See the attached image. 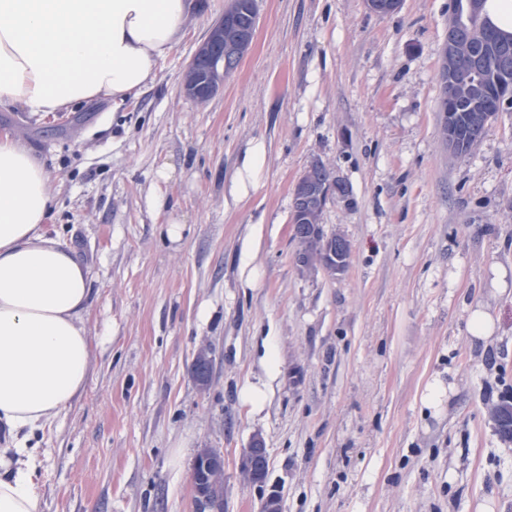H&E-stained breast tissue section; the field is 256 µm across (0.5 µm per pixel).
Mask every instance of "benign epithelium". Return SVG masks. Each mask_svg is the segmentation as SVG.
<instances>
[{"label": "benign epithelium", "mask_w": 512, "mask_h": 512, "mask_svg": "<svg viewBox=\"0 0 512 512\" xmlns=\"http://www.w3.org/2000/svg\"><path fill=\"white\" fill-rule=\"evenodd\" d=\"M401 3L402 0H366V7L372 12L389 14L398 10ZM232 21L230 12H224V18L212 25L207 37L197 49L194 60L184 70L181 90L185 97L198 103H205L224 89L227 56L211 54V46L216 42L224 41V24H230ZM204 57L209 58L206 73L196 65V59ZM439 75L443 83L453 86L456 99L472 101L473 111L481 113L482 120L485 122L492 118V113L499 111L504 103L512 102L511 84L497 87L494 106L487 108L479 104L482 88L472 80L467 46L454 40L444 42L441 48ZM439 109L444 140L451 146L453 145L454 114L446 101L440 103ZM321 166L322 163L319 161L312 163L296 184V188L299 189L300 205L293 209L292 222L294 223L313 220L322 206L324 189L317 186L315 180V170ZM265 460V448L259 441H254L251 447L245 450L241 461L242 473L248 481L261 480L264 474L261 463ZM200 464L209 468L210 486L193 485L198 510L199 512H221L224 494L223 461L216 456L215 450L201 448L194 462L196 466Z\"/></svg>", "instance_id": "benign-epithelium-1"}]
</instances>
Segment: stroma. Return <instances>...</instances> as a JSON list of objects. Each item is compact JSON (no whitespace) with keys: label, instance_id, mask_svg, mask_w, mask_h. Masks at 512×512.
<instances>
[{"label":"stroma","instance_id":"1","mask_svg":"<svg viewBox=\"0 0 512 512\" xmlns=\"http://www.w3.org/2000/svg\"><path fill=\"white\" fill-rule=\"evenodd\" d=\"M136 100L0 109L55 178L51 236L87 267V385L38 451L41 512H195L199 449L224 457V512H512V106L459 155L443 139L452 0H258L224 89L181 78L231 0H199ZM345 183L321 228L343 271L301 263L291 222L313 162ZM495 319L493 345L467 330ZM207 348L212 381L194 356ZM442 380L437 406L428 389ZM261 386L259 407L243 391ZM261 440L264 485L245 479ZM470 327L474 337L484 342L486 346L492 338L491 334L494 331V323L491 316L483 310H475L470 319Z\"/></svg>","mask_w":512,"mask_h":512}]
</instances>
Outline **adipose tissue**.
Segmentation results:
<instances>
[{
	"mask_svg": "<svg viewBox=\"0 0 512 512\" xmlns=\"http://www.w3.org/2000/svg\"><path fill=\"white\" fill-rule=\"evenodd\" d=\"M195 0H0V107L54 115L139 97L186 34ZM54 179L0 135V424L51 421L80 394L92 356L89 274L46 224ZM36 457L0 448V512H41Z\"/></svg>",
	"mask_w": 512,
	"mask_h": 512,
	"instance_id": "1",
	"label": "adipose tissue"
}]
</instances>
